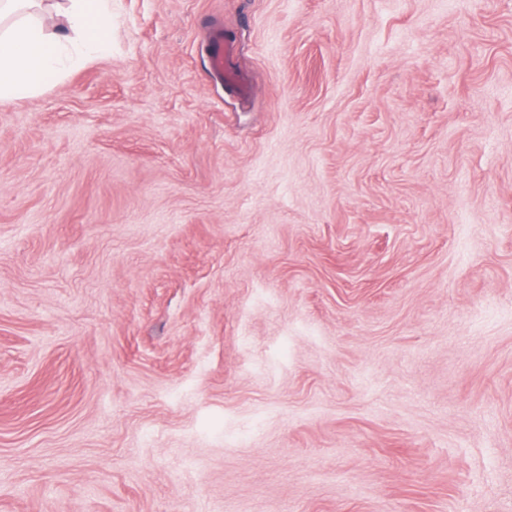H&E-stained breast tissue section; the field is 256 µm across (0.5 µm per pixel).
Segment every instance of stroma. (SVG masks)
<instances>
[{"instance_id": "35a3bbf8", "label": "stroma", "mask_w": 512, "mask_h": 512, "mask_svg": "<svg viewBox=\"0 0 512 512\" xmlns=\"http://www.w3.org/2000/svg\"><path fill=\"white\" fill-rule=\"evenodd\" d=\"M0 512H512V0H112L0 100ZM211 64L213 70L220 76L232 81L238 86L242 95H248L251 91L250 86L241 79L229 64L227 48L224 45V34L218 31L212 41Z\"/></svg>"}]
</instances>
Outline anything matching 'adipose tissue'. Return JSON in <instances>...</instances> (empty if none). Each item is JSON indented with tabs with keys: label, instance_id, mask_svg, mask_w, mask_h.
Masks as SVG:
<instances>
[{
	"label": "adipose tissue",
	"instance_id": "ef3b65f1",
	"mask_svg": "<svg viewBox=\"0 0 512 512\" xmlns=\"http://www.w3.org/2000/svg\"><path fill=\"white\" fill-rule=\"evenodd\" d=\"M112 0H0V100L40 92L49 76L111 53Z\"/></svg>",
	"mask_w": 512,
	"mask_h": 512
}]
</instances>
